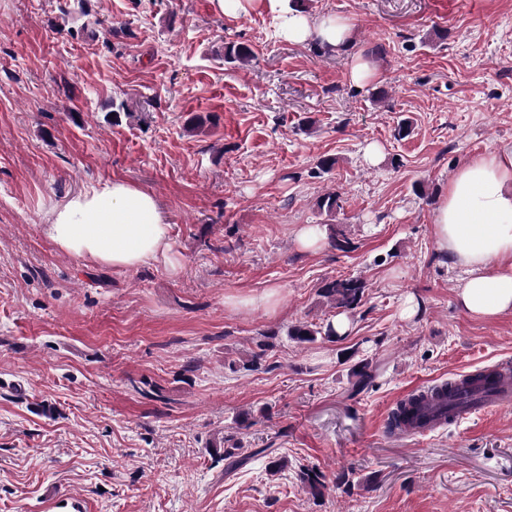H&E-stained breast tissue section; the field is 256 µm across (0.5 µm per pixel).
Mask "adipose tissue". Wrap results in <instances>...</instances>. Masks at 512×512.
Segmentation results:
<instances>
[{
    "label": "adipose tissue",
    "instance_id": "obj_1",
    "mask_svg": "<svg viewBox=\"0 0 512 512\" xmlns=\"http://www.w3.org/2000/svg\"><path fill=\"white\" fill-rule=\"evenodd\" d=\"M289 39L333 51L351 40L341 19L320 23L298 12L285 22ZM438 248L461 273L456 299L474 317L512 312V145L469 157L434 210ZM45 233L63 251L129 270L168 258L171 226L157 198L123 181L92 187L53 205Z\"/></svg>",
    "mask_w": 512,
    "mask_h": 512
}]
</instances>
